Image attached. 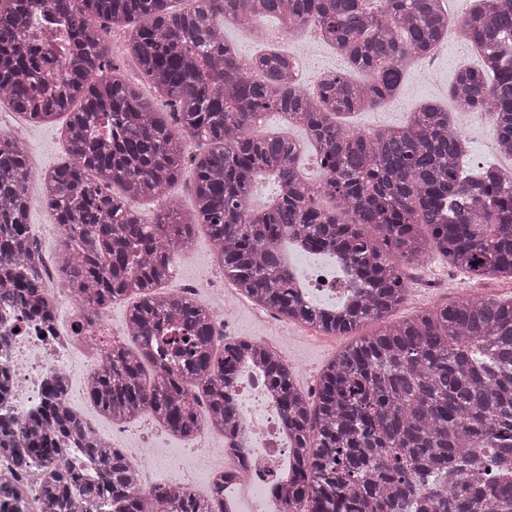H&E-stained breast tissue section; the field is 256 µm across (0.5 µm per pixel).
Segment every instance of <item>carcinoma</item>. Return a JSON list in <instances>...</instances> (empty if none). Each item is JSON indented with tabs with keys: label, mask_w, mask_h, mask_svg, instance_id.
<instances>
[{
	"label": "carcinoma",
	"mask_w": 512,
	"mask_h": 512,
	"mask_svg": "<svg viewBox=\"0 0 512 512\" xmlns=\"http://www.w3.org/2000/svg\"><path fill=\"white\" fill-rule=\"evenodd\" d=\"M172 2L0 0V105L38 122L67 115L69 152L38 172L0 131V295L29 321L51 314L28 238L37 176L77 245L60 276L83 295L88 321L115 300L133 301L132 343L107 344L88 386L102 413L124 423L147 410L170 433L211 427L231 441L242 418L225 389L244 359L263 370L296 444L294 480L278 491L284 512H512V298L460 299L387 322L337 353L308 395L288 364L255 343L226 342L216 356L212 310L162 292L200 225L220 272L244 295L333 335L385 319L406 299L401 266L432 250L476 279L512 280V176L491 166L463 173V138L447 110L424 105L406 124L367 135L337 121L391 101L404 63L443 43L445 0H184L180 10ZM259 15L280 18L290 34L315 29L347 69L311 93L291 82L290 55L277 49L241 63L224 23ZM97 19L135 27L123 53L170 112L108 63ZM457 22L482 65L461 71L450 95L465 111L490 104L498 147L512 155V0H479ZM350 70L370 79L358 83ZM267 112L305 128L320 185L300 172L301 144L256 133ZM186 139L206 149L189 155ZM188 165L193 212L171 204L144 223L136 203L159 197ZM259 176L279 189L258 210L250 198ZM322 197L336 204L325 208ZM296 238L336 254L351 285L344 305L315 306L297 291L282 250ZM60 440L96 462V479L56 465ZM0 455L17 471H47L42 512H224L222 482L208 498L157 485L146 500L124 452L54 387L24 430L0 414ZM0 512H29L8 479Z\"/></svg>",
	"instance_id": "1"
}]
</instances>
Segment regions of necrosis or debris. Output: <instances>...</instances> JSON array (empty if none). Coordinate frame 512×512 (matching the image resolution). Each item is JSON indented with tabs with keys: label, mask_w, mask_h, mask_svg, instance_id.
<instances>
[{
	"label": "necrosis or debris",
	"mask_w": 512,
	"mask_h": 512,
	"mask_svg": "<svg viewBox=\"0 0 512 512\" xmlns=\"http://www.w3.org/2000/svg\"><path fill=\"white\" fill-rule=\"evenodd\" d=\"M63 230L50 225L46 241L34 244L38 271L54 294L53 319L17 333L8 348H0V367L12 381L7 409L17 419L41 406L46 385L68 377L72 356L82 351L87 371H96L100 352L94 333L83 330V302L58 279ZM243 424L235 447H214L206 432H199L190 448L214 460V471L226 478V512H281L275 489L294 475V442L285 430L279 407L260 370L243 363L230 389Z\"/></svg>",
	"instance_id": "4bbe7bcc"
}]
</instances>
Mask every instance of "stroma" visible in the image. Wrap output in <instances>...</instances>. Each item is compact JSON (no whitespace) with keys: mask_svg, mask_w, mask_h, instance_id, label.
<instances>
[{"mask_svg":"<svg viewBox=\"0 0 512 512\" xmlns=\"http://www.w3.org/2000/svg\"><path fill=\"white\" fill-rule=\"evenodd\" d=\"M281 27V22L276 18L259 17L248 26L225 25L224 37L235 46L240 58L244 60L265 52L270 46L293 53L301 44H310L305 71V87L310 91L314 90L320 74L343 68L344 63L335 50L311 37L308 31L288 37L283 35ZM257 28L266 29L273 37L272 42L266 44L257 41L253 36ZM480 63L478 54L466 42L456 36H448L435 50L428 66L413 63L407 66L401 91L393 102L378 110L345 116L343 123L354 130L370 131L406 122L411 112L427 102L449 108L452 105L449 89L457 73L466 67H479ZM457 121L473 143L468 168L476 170L493 166L505 171L512 169V160L500 156L495 149L497 127L494 121H479L464 112L458 113ZM65 122V117L61 116L50 123H27L21 143L30 162L37 169H51L67 160ZM191 179V170H184L182 177L167 186L161 197L138 202L137 208L143 221L153 223L169 199L177 202L181 212L191 211L194 204ZM213 252L214 246L207 231L203 227H196L191 248L175 256L167 290L179 291L184 284L197 281L202 271L213 270ZM404 278L408 286L407 299L390 313L389 318L393 321L411 318L419 311L467 296L512 297L511 281L472 279L467 273L449 267L447 261L438 255L427 259L421 267H405ZM195 297L205 305L215 304L221 297L230 300L234 305L235 338L261 339L280 344L285 360L293 371L295 384L304 392L316 390L323 367L353 342L349 336L326 334L285 321L271 325L244 295L238 293L233 282L219 272H215L212 284L198 289ZM73 367L68 384L71 406L91 421L97 433L105 440L115 442L122 448L139 447L140 438L135 425L130 423L122 427L102 416L87 400V379L81 361H74ZM151 454L155 483L174 485L192 476L201 485V496L209 495L211 464L191 455L184 438L166 431L159 432L152 440Z\"/></svg>","mask_w":512,"mask_h":512,"instance_id":"obj_1","label":"stroma"}]
</instances>
